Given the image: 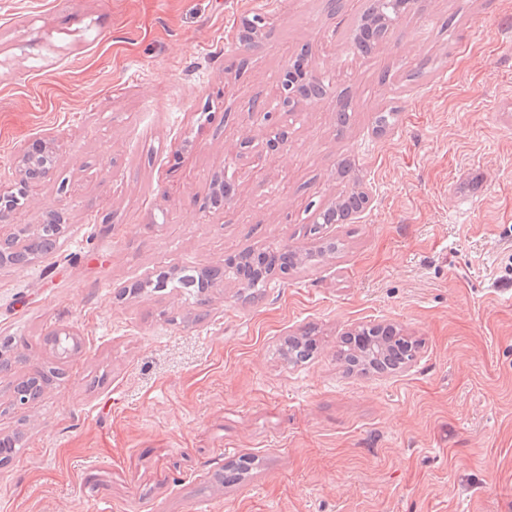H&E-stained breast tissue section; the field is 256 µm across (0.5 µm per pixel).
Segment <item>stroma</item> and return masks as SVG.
Returning <instances> with one entry per match:
<instances>
[{
    "instance_id": "stroma-1",
    "label": "stroma",
    "mask_w": 512,
    "mask_h": 512,
    "mask_svg": "<svg viewBox=\"0 0 512 512\" xmlns=\"http://www.w3.org/2000/svg\"><path fill=\"white\" fill-rule=\"evenodd\" d=\"M367 3L0 0V185L24 144L61 146L0 233L64 217L54 252L0 263V438L19 446L0 512H512V0H410L355 55ZM304 51L349 121L301 103L253 177L248 109ZM357 184L361 218L313 228L308 203ZM289 244L312 260L253 299L234 280L201 305L146 285ZM389 324L420 343L409 368L337 360L348 331ZM65 327L80 349L60 358ZM305 334L314 356L291 364L280 346ZM231 466L248 472L227 484Z\"/></svg>"
}]
</instances>
